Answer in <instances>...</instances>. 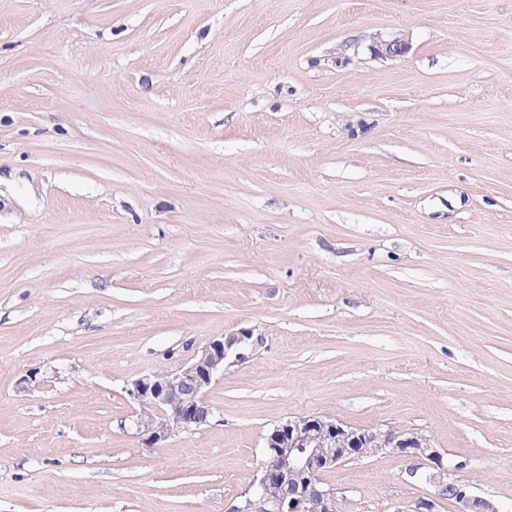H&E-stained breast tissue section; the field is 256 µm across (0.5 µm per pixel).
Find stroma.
I'll return each mask as SVG.
<instances>
[{"mask_svg":"<svg viewBox=\"0 0 512 512\" xmlns=\"http://www.w3.org/2000/svg\"><path fill=\"white\" fill-rule=\"evenodd\" d=\"M242 329L145 443L130 381ZM305 415L512 512V0H0V512H227ZM421 465L323 481L458 512Z\"/></svg>","mask_w":512,"mask_h":512,"instance_id":"stroma-1","label":"stroma"}]
</instances>
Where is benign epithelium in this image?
Returning a JSON list of instances; mask_svg holds the SVG:
<instances>
[{"label": "benign epithelium", "instance_id": "1", "mask_svg": "<svg viewBox=\"0 0 512 512\" xmlns=\"http://www.w3.org/2000/svg\"><path fill=\"white\" fill-rule=\"evenodd\" d=\"M407 46L392 40L373 47L377 55L401 56ZM259 338L251 330H241L212 339L174 370L148 372L132 380L128 395L140 410L133 418L137 434L150 446L169 438L178 428L199 424L211 413L206 396L215 382L224 376L228 352L243 344H255ZM374 440L378 449L412 458H424L437 471L439 496H448L460 506L459 512H497L490 501L472 493L470 485L459 482L458 466L444 460L431 448L429 440L414 435L394 441L388 432H373L336 423L326 416H299L273 426L265 437L282 466L261 464L253 473L249 488L230 512H338L335 492L324 488L316 477L369 453L363 444ZM273 483L285 487L278 496L268 493Z\"/></svg>", "mask_w": 512, "mask_h": 512}]
</instances>
